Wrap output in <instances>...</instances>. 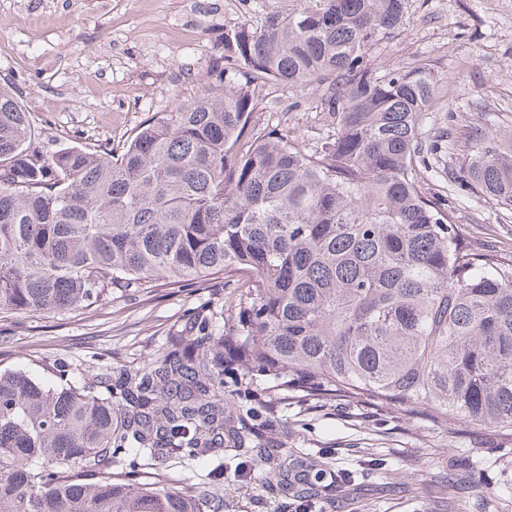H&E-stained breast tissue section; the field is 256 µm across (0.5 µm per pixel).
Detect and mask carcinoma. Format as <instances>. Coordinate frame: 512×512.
<instances>
[{
  "label": "carcinoma",
  "mask_w": 512,
  "mask_h": 512,
  "mask_svg": "<svg viewBox=\"0 0 512 512\" xmlns=\"http://www.w3.org/2000/svg\"><path fill=\"white\" fill-rule=\"evenodd\" d=\"M406 0H296L224 32L198 97L126 147L42 150L0 86V313L94 304L153 278L247 279L151 361L110 373L0 370V512H224V451L282 494L267 430L282 405L339 400L467 420L512 444V251L487 249L432 191L429 157L512 213V147L482 127L457 158L423 136L435 77L367 57ZM322 93L308 149L259 125L264 89ZM235 407L230 412L228 408ZM173 457L190 490L112 481Z\"/></svg>",
  "instance_id": "cac0c4a2"
}]
</instances>
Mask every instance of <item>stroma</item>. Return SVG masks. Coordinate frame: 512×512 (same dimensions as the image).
Returning <instances> with one entry per match:
<instances>
[{"instance_id":"obj_1","label":"stroma","mask_w":512,"mask_h":512,"mask_svg":"<svg viewBox=\"0 0 512 512\" xmlns=\"http://www.w3.org/2000/svg\"><path fill=\"white\" fill-rule=\"evenodd\" d=\"M293 0H0V84L10 87L52 149H121L150 118L194 99L225 31L258 24ZM407 23L378 43L384 73L424 61L438 93L426 136L447 132L450 152H471V128L512 136V0H408ZM261 123L308 143L329 134L318 94L269 87ZM475 240L512 248V216L491 200L433 186ZM233 274L158 279L61 313L0 315V368L51 378L59 361L106 369L139 366L204 303L234 297ZM274 466L312 485L311 504L257 479H224V512H512V447L477 426L455 429L341 401L293 404L270 433ZM209 470L169 462L139 483L183 487Z\"/></svg>"}]
</instances>
